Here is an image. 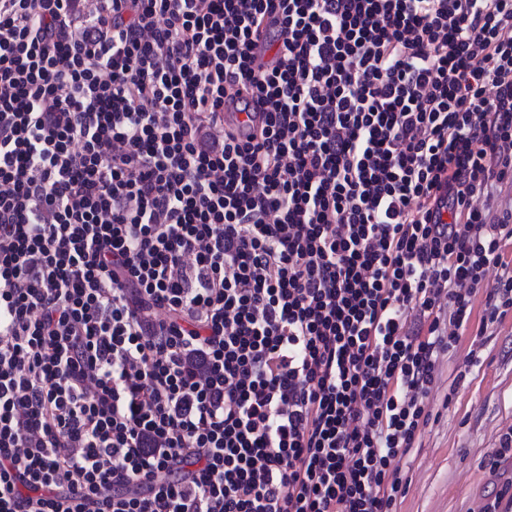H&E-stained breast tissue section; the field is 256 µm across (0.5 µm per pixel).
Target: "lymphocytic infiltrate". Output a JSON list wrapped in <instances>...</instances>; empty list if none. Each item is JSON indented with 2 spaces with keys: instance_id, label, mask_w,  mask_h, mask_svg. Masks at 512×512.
Segmentation results:
<instances>
[{
  "instance_id": "1",
  "label": "lymphocytic infiltrate",
  "mask_w": 512,
  "mask_h": 512,
  "mask_svg": "<svg viewBox=\"0 0 512 512\" xmlns=\"http://www.w3.org/2000/svg\"><path fill=\"white\" fill-rule=\"evenodd\" d=\"M81 2L0 0V512H394L512 311V0Z\"/></svg>"
}]
</instances>
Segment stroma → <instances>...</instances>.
<instances>
[{
    "label": "stroma",
    "mask_w": 512,
    "mask_h": 512,
    "mask_svg": "<svg viewBox=\"0 0 512 512\" xmlns=\"http://www.w3.org/2000/svg\"><path fill=\"white\" fill-rule=\"evenodd\" d=\"M439 364L430 420L398 457L407 486L398 512H479L512 480L499 437L512 429V312L485 326L472 318Z\"/></svg>",
    "instance_id": "obj_1"
}]
</instances>
